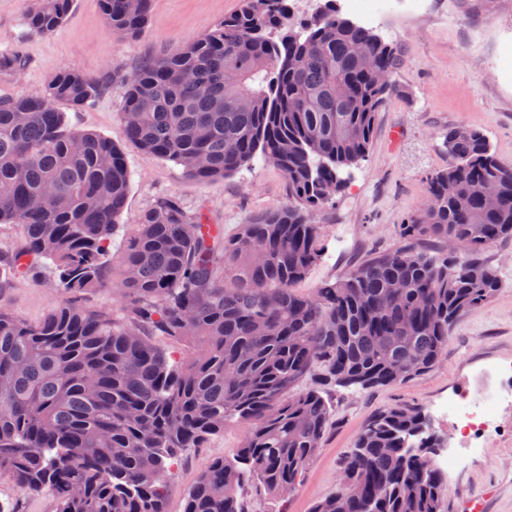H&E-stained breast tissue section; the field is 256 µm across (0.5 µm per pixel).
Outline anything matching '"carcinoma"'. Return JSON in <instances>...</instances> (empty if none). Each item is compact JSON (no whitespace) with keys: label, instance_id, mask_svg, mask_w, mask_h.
<instances>
[{"label":"carcinoma","instance_id":"obj_1","mask_svg":"<svg viewBox=\"0 0 512 512\" xmlns=\"http://www.w3.org/2000/svg\"><path fill=\"white\" fill-rule=\"evenodd\" d=\"M150 2L99 5L124 38L144 27ZM72 4L36 0L27 28L53 33ZM292 19L289 0H242L128 77L126 139L203 181L259 156L284 173L288 203L225 236L177 199L155 201L112 282L121 319L79 300L106 286L130 171L111 137L72 128L58 107L95 100L105 76L66 70L34 94L0 96V224L22 228L16 268L52 266L64 294L37 324L0 309V480L50 494L55 512H166L170 467L234 423L245 425L240 448L208 462L184 512H244L246 482L285 496L330 425L321 389L307 383L315 369L326 385L363 389L421 375L441 361L454 320L500 288L481 254L512 238V166L484 133L451 127L448 166L402 234L450 241L456 253L386 251L310 295L295 291L319 255L310 211L366 156L396 92L373 71L392 75L403 57L336 0L297 27ZM152 336L194 350L172 362ZM441 444L420 411L381 410L343 462L346 483L312 512H442L445 474L411 451Z\"/></svg>","mask_w":512,"mask_h":512}]
</instances>
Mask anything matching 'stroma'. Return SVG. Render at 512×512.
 <instances>
[{
	"mask_svg": "<svg viewBox=\"0 0 512 512\" xmlns=\"http://www.w3.org/2000/svg\"><path fill=\"white\" fill-rule=\"evenodd\" d=\"M34 3L0 0V53L16 55L24 64L21 72H0V95L38 91L64 70L108 74L107 89L99 98L66 114L77 128L112 137L131 171L120 228L112 239L111 277H119L118 260L127 238L158 197L178 198L188 212L204 214L228 234L287 201L285 176L262 160L230 176L200 181L174 162L144 153L122 135L130 73L148 59L180 52L236 12L241 0H152L144 29L127 39L112 35L97 0H74L65 22L52 34L30 33L25 15ZM374 31L402 48L405 63L392 78L395 94L377 114L368 155L351 167L332 202L311 213L312 222L320 226V255L296 286L302 294L385 250L404 245L435 255L446 252L437 239L403 238L400 226L427 203L430 176L448 164L442 147L448 128L481 130L497 158L512 166V82L500 68L505 48L512 46V0H431L427 13L396 11ZM21 240L20 226L0 224V307L37 323L60 304L62 292L45 267H32L25 274L15 271L11 260ZM482 257L498 269L502 286L493 299L456 322L442 362L390 386L328 389L332 426L300 484L284 500L246 490V512H311L316 502L335 493L344 459L367 421L393 405L418 408L445 447H457L458 438L438 414V403L466 394L487 364L512 360V238L487 247ZM242 436L241 426H226L171 467L167 512H184L205 464L234 457ZM446 474L445 512H473L476 503L482 512H512V409L501 412L482 453L464 456Z\"/></svg>",
	"mask_w": 512,
	"mask_h": 512,
	"instance_id": "stroma-1",
	"label": "stroma"
}]
</instances>
